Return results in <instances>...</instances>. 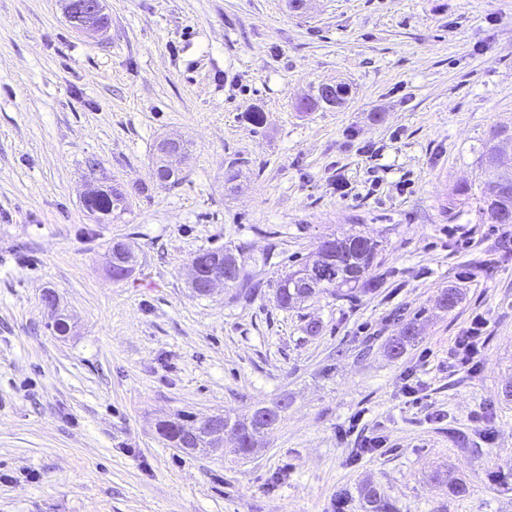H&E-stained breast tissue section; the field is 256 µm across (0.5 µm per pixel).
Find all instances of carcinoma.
<instances>
[{"mask_svg": "<svg viewBox=\"0 0 512 512\" xmlns=\"http://www.w3.org/2000/svg\"><path fill=\"white\" fill-rule=\"evenodd\" d=\"M347 89L345 84H336V92L329 98L320 93L306 98L296 105L301 111H310L322 104L328 107H336L344 103ZM512 139V130L500 127L493 131L491 144L481 154V167L484 171V179L479 184L477 196L479 209L492 217L500 210L512 209V167L498 170L497 148L494 141ZM156 163L166 166L164 173L173 176L172 184L179 183L182 179V170L178 168L181 159L189 152L188 143L181 141L179 146L171 152L164 151L163 142L156 145ZM85 209L95 216L97 222L112 221L128 209L129 201L126 193L114 186L92 187L84 195ZM376 243L372 240L355 236L346 239H333L330 247L319 248L314 255L312 264L328 271L325 278L312 281L306 271L308 266L293 271L282 277L275 289V300L279 308L288 309L297 301L307 298L317 292L329 288L340 289L344 286L355 289L360 287L368 289L372 281L367 278V273L375 257ZM234 257L228 250L216 248L201 250L191 259V263L199 270L207 271L220 266L224 261ZM417 339V331L413 326L408 327L403 335L397 337L390 344V352L394 356L401 355L407 346ZM268 420L260 421L249 418L240 420L229 415L224 416V431L236 437V444L224 449V454L235 459H247L254 449L259 447L265 434L275 428L284 419L286 412L282 401H276L269 405L261 406ZM200 419L191 412L183 411L174 421H162L158 424L159 434L168 442H173L174 428L177 426L194 429ZM364 497L368 502L370 512H388V505L384 495L374 486L366 488Z\"/></svg>", "mask_w": 512, "mask_h": 512, "instance_id": "carcinoma-1", "label": "carcinoma"}]
</instances>
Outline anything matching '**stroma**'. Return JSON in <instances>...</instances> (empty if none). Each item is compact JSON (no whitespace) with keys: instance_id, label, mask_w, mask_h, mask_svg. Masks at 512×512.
I'll list each match as a JSON object with an SVG mask.
<instances>
[{"instance_id":"1","label":"stroma","mask_w":512,"mask_h":512,"mask_svg":"<svg viewBox=\"0 0 512 512\" xmlns=\"http://www.w3.org/2000/svg\"><path fill=\"white\" fill-rule=\"evenodd\" d=\"M105 5L92 37L65 0H0V512H366L369 485L393 512H512V224L456 193L512 126V0ZM340 82L342 107L296 110ZM167 136L190 155L164 187ZM92 160L129 200L109 224L82 205ZM359 234L377 243L373 290L277 306L321 241ZM116 240L138 255L121 281ZM207 248L242 252L255 292L195 295ZM477 314L482 364L453 367ZM411 321L417 342L391 355ZM282 398L244 460L157 433L180 410ZM165 143L167 145L168 150L171 146L177 145L178 143H179V146L173 150H170L175 153L164 152V147H163L164 145H163L162 140H160L156 145V151H157L156 163L157 164L161 163L160 166L164 165L168 169L173 170V171L170 172L168 169H163L162 167H158L159 165H156L155 170H154L155 178H156V180L159 181L158 172L163 169V172L166 173L167 176H170V175L173 176L172 182L168 183V184L175 185L183 179L182 170L180 167L178 168V165L181 162V159L184 156H186V154H188L189 145L187 142H184V141L179 142V140H177V139H170V138L165 139Z\"/></svg>"}]
</instances>
